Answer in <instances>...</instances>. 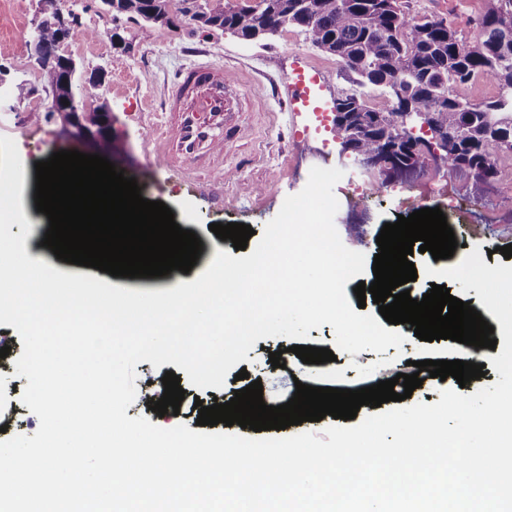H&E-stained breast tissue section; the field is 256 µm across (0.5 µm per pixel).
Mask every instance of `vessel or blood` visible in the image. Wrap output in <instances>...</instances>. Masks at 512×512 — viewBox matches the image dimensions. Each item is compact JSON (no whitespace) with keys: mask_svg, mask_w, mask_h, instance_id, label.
I'll list each match as a JSON object with an SVG mask.
<instances>
[{"mask_svg":"<svg viewBox=\"0 0 512 512\" xmlns=\"http://www.w3.org/2000/svg\"><path fill=\"white\" fill-rule=\"evenodd\" d=\"M321 79V73H310L304 66L293 73L299 93L288 103L290 112L298 116L313 106L310 88ZM247 96L234 72L223 66L205 62L181 70L164 104L158 161L176 167L205 158L219 165L233 144Z\"/></svg>","mask_w":512,"mask_h":512,"instance_id":"1","label":"vessel or blood"}]
</instances>
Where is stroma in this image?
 Segmentation results:
<instances>
[{
    "instance_id": "35a3bbf8",
    "label": "stroma",
    "mask_w": 512,
    "mask_h": 512,
    "mask_svg": "<svg viewBox=\"0 0 512 512\" xmlns=\"http://www.w3.org/2000/svg\"><path fill=\"white\" fill-rule=\"evenodd\" d=\"M407 11L417 16L446 19L459 35H475L474 19L483 11L485 0H402ZM38 11V0H0V76L9 82H26L32 87L30 100L0 105V136L11 138L30 166L23 173L21 205L31 218L25 248L30 257L53 269L72 275L96 278L111 286L134 291L153 292L190 283L203 273L217 251L233 252L231 241L216 237L214 223L237 222L262 231L280 211L287 196L302 191L315 160L325 152L338 154L334 132L304 134L312 124L309 116L292 117L282 100L288 95L289 77L305 64L326 76L319 87L325 107L352 87V76L335 56L313 48L299 29L291 28L272 39L246 42L221 31L189 33L186 27H159L134 21L127 16L88 10L81 12L79 29L59 47L60 54L71 57L83 72L101 71L105 80L94 96L82 98L81 107L92 110L107 104L112 113L111 162L125 177L135 178L142 197L164 202L174 213L182 229L194 231L201 239L202 253L189 273L172 271L155 278H122L91 267L56 259L41 242L49 227L44 214L34 203V162L44 161L54 152L76 149L73 141L59 138V119L34 122L29 105L47 111L51 98L44 88L40 68L26 41L16 39L18 30H31ZM108 28L116 31L120 44L107 37L88 38V30ZM124 57L122 66H112L114 57ZM209 61L235 70L250 85L255 95L247 101L241 115L236 141L224 155L222 169L197 167L182 174L156 165L151 141L152 129L164 96L176 71L182 66ZM453 179L461 197L469 200L468 210L447 209V223L459 244L458 255L477 249L483 261L493 267L504 263L500 247L512 243V210L501 208L489 191L475 193L472 176L457 173ZM480 205H472L473 195ZM414 207L391 192L381 193L356 210L338 209L335 226L343 244L366 257L378 254L376 238L384 224L409 215ZM292 339L262 338L249 351L245 368L250 380L261 381L266 405L287 403L296 383L356 390L377 379L396 377L406 361L429 356L453 358L457 342L451 340L403 342L401 348H388L378 354L366 351V363L349 370V353H338L336 361L301 365L291 353ZM283 351L285 368L273 367L269 355ZM28 380L17 375L9 360L0 358V427L7 436H33L39 419L20 397Z\"/></svg>"
}]
</instances>
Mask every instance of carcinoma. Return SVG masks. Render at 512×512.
Returning <instances> with one entry per match:
<instances>
[{"label": "carcinoma", "mask_w": 512, "mask_h": 512, "mask_svg": "<svg viewBox=\"0 0 512 512\" xmlns=\"http://www.w3.org/2000/svg\"><path fill=\"white\" fill-rule=\"evenodd\" d=\"M255 0L238 8L224 0H200L189 10L190 33L198 29L230 32L242 40L273 35L299 27L312 45L336 56L354 72L356 89L341 95L342 122L333 125L336 136L347 141L355 159L380 155V143L406 152L422 139L414 125L404 124L394 109L370 105L367 88L393 92L413 112L427 113L433 130L448 140L442 162L448 173L466 170L476 183L497 176L499 161L512 159V0H487L476 18V35L466 40L452 25L428 16H412L402 8L385 7V0ZM184 0H108L107 11L165 25L172 6L183 11ZM267 15L275 24L260 29L256 16ZM37 62L50 93L62 96L65 85L57 65ZM498 89L487 101L460 96L457 89L474 81ZM86 129L102 133L100 150L112 152V132H102L103 112H83Z\"/></svg>", "instance_id": "cac0c4a2"}]
</instances>
